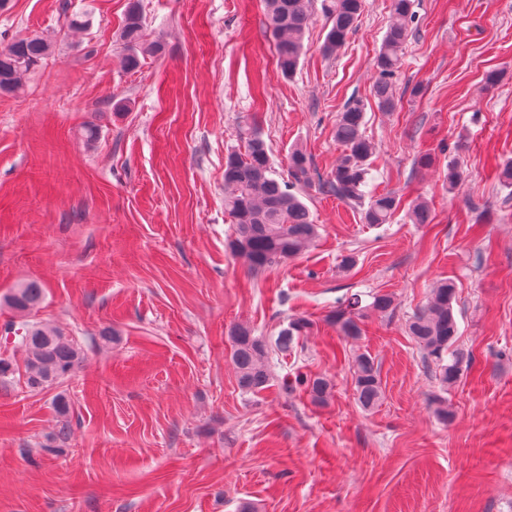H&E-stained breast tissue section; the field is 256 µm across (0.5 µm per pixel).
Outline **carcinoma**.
<instances>
[{"mask_svg":"<svg viewBox=\"0 0 512 512\" xmlns=\"http://www.w3.org/2000/svg\"><path fill=\"white\" fill-rule=\"evenodd\" d=\"M266 27L276 45V67L285 77L293 76L304 51V39L309 29L315 0H264ZM365 0H321V9L328 22L323 50L333 54L345 45L362 14ZM390 24L374 56L377 78L373 97L383 112L396 109L394 92L396 76L402 66L403 48L415 18L414 0H390ZM145 22L136 0L126 11L120 41L123 49L121 66L129 71L141 65V59L162 51V44L148 41ZM52 53L51 42L40 35L16 38L0 48V93L14 94L22 90L25 78ZM365 104L351 100L336 115V140L344 146L330 176L315 180L309 156L294 149L288 159V180L272 176L269 155L264 140L255 132L247 137L242 153H231L224 161V211L232 218L233 230L228 243L232 254L244 258L251 269L259 270L286 263L307 252L318 237L310 211L295 193L299 187L316 183L336 198L360 201L369 171L374 144L366 137ZM401 207V199L393 193L370 197L363 212L367 224H389ZM408 218L413 224L431 222L427 201L416 199L408 204ZM43 299V288L35 281L21 285L8 298V306L19 314L36 308ZM456 288L450 279L439 281L432 288L427 303L413 316L409 332L434 366V379L442 390L457 382L461 374V357L449 353L459 333L454 311ZM393 298L377 294L373 301L361 306V300L351 297L346 305L330 315V321L345 337L361 335L360 323L371 312L385 313L392 309ZM312 323L305 318L288 321L275 342L277 351L284 353L294 341L308 334ZM5 333L19 338L25 353L26 384L33 390L47 388L74 375L82 362L78 343L60 330L37 323L9 322ZM233 361L240 390L258 394L269 386L272 369L268 345L254 335L252 329L239 324L231 333ZM295 383L309 392L315 401H323L331 390L322 376L295 378ZM355 395L365 408L376 406L382 396L381 380L371 357L355 359Z\"/></svg>","mask_w":512,"mask_h":512,"instance_id":"1","label":"carcinoma"}]
</instances>
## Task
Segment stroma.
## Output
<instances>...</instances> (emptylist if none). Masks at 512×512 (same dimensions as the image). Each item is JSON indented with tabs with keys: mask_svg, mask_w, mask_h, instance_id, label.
Segmentation results:
<instances>
[{
	"mask_svg": "<svg viewBox=\"0 0 512 512\" xmlns=\"http://www.w3.org/2000/svg\"><path fill=\"white\" fill-rule=\"evenodd\" d=\"M127 4L0 8V47L21 34L55 45L21 92L0 95V329L17 318L6 298L35 281L45 299L29 321L84 349L76 374L44 390L20 368L0 382V512H512V195L495 178L512 159V0H415L392 112L372 97L388 0H366L332 55L314 11L289 78L262 0H140L163 50L124 70ZM83 10L90 28L69 30ZM354 97L377 148L367 193L426 198L431 223L401 212L371 226L360 205L313 186L303 200L320 227L314 245L250 270L227 247L224 211L241 127L262 136L277 178L296 147L325 178L342 153L336 115ZM426 152L434 163L418 167ZM452 159L464 172L453 189ZM444 278L457 288L463 355L446 422L408 331ZM377 293L394 296L393 310L366 318L359 338L340 336L329 314ZM295 317L312 321L309 335L272 355L267 389L242 393L232 328L271 343ZM362 353L383 390L371 410L354 395ZM298 374L331 379V396L286 390Z\"/></svg>",
	"mask_w": 512,
	"mask_h": 512,
	"instance_id": "1",
	"label": "stroma"
}]
</instances>
